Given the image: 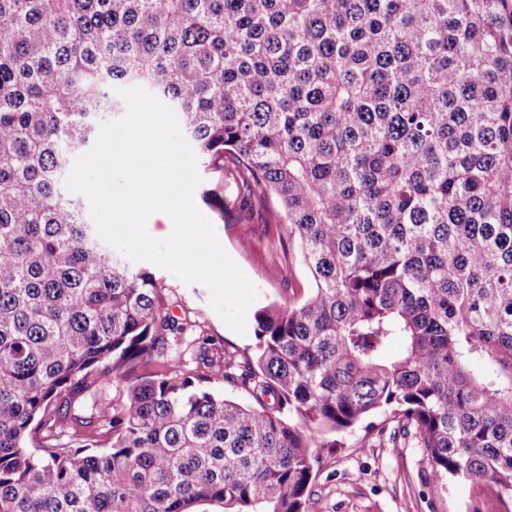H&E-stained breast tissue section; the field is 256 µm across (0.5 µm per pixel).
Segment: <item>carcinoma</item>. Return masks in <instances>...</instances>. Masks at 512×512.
<instances>
[{
    "instance_id": "obj_1",
    "label": "carcinoma",
    "mask_w": 512,
    "mask_h": 512,
    "mask_svg": "<svg viewBox=\"0 0 512 512\" xmlns=\"http://www.w3.org/2000/svg\"><path fill=\"white\" fill-rule=\"evenodd\" d=\"M115 83L180 116L222 218L280 203L310 288L250 357L66 192ZM380 411L512 512V0H0V512H305Z\"/></svg>"
}]
</instances>
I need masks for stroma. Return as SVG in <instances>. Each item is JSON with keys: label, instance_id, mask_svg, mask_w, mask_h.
Instances as JSON below:
<instances>
[{"label": "stroma", "instance_id": "1", "mask_svg": "<svg viewBox=\"0 0 512 512\" xmlns=\"http://www.w3.org/2000/svg\"><path fill=\"white\" fill-rule=\"evenodd\" d=\"M207 191L225 196L221 173H203L195 203L219 226L224 249L255 286V308L287 301L294 289L307 287L308 277L299 261L280 249V241L288 237L286 225L268 221L273 202L256 204L250 223L226 224L218 209L204 199ZM161 276L169 296L199 322L202 334L217 349L252 352L253 330L242 335L231 330L211 307L205 286L185 283L166 270ZM344 442V447L326 454L308 512H472L476 505L482 512H502L492 486L430 479L422 450L410 443L393 444L389 431L362 423Z\"/></svg>", "mask_w": 512, "mask_h": 512}]
</instances>
